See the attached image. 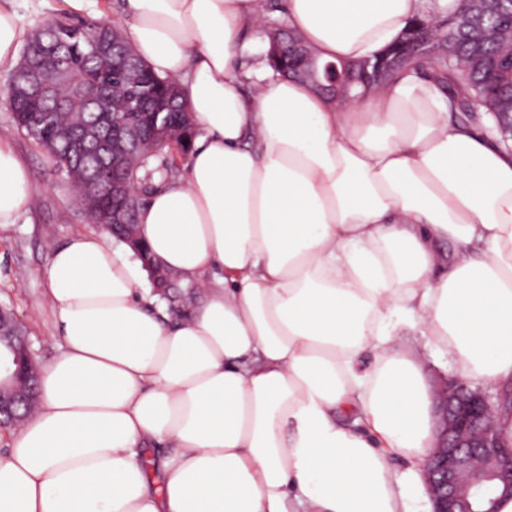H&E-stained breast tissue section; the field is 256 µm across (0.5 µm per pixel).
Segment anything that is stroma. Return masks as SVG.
I'll use <instances>...</instances> for the list:
<instances>
[{
	"label": "stroma",
	"instance_id": "stroma-1",
	"mask_svg": "<svg viewBox=\"0 0 512 512\" xmlns=\"http://www.w3.org/2000/svg\"><path fill=\"white\" fill-rule=\"evenodd\" d=\"M7 5L29 32L71 13L65 0H8ZM10 78V72L0 71V143L28 168L31 183L29 204L19 220L0 224V306L23 324L34 361L41 366L61 344L43 298L49 248L75 232L92 230L93 225L71 193L65 173L13 123L7 101Z\"/></svg>",
	"mask_w": 512,
	"mask_h": 512
}]
</instances>
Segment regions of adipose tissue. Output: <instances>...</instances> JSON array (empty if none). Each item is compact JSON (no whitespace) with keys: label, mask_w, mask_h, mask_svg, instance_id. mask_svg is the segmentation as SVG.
Instances as JSON below:
<instances>
[{"label":"adipose tissue","mask_w":512,"mask_h":512,"mask_svg":"<svg viewBox=\"0 0 512 512\" xmlns=\"http://www.w3.org/2000/svg\"><path fill=\"white\" fill-rule=\"evenodd\" d=\"M422 2L278 12L320 61H357ZM125 3L130 45L198 130L138 233L200 300L170 320L106 231L52 248L61 352L0 454V512H417L436 437L424 350L512 388V150L417 72L344 101L246 61L261 0ZM29 179L0 145V224ZM150 448L167 451L152 466Z\"/></svg>","instance_id":"obj_1"}]
</instances>
